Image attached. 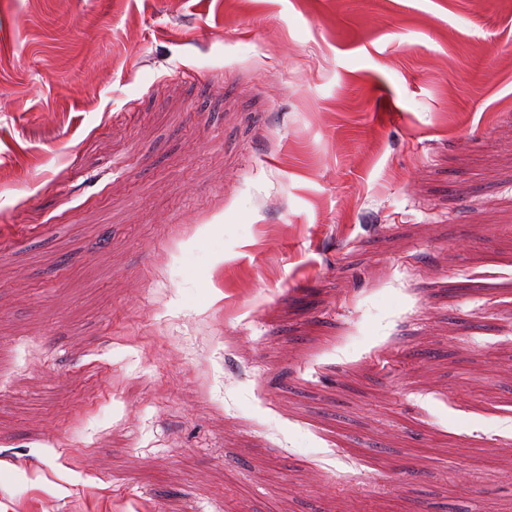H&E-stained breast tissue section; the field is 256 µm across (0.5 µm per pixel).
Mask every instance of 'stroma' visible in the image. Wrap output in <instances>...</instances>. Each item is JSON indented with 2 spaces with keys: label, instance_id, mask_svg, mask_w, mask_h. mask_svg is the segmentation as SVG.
Segmentation results:
<instances>
[{
  "label": "stroma",
  "instance_id": "obj_1",
  "mask_svg": "<svg viewBox=\"0 0 512 512\" xmlns=\"http://www.w3.org/2000/svg\"><path fill=\"white\" fill-rule=\"evenodd\" d=\"M0 512H512L501 0H0Z\"/></svg>",
  "mask_w": 512,
  "mask_h": 512
}]
</instances>
